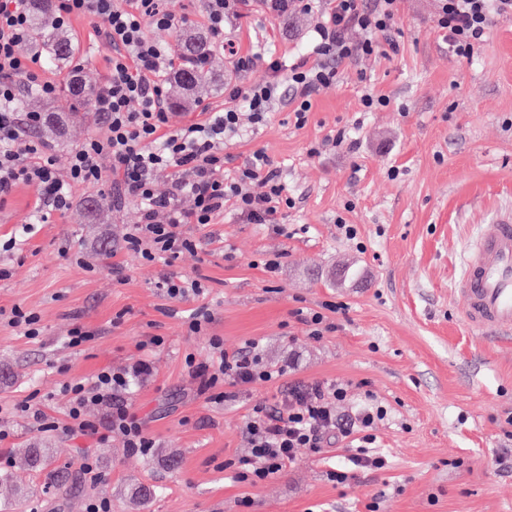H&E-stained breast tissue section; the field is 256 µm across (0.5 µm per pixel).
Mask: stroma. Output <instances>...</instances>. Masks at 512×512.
I'll list each match as a JSON object with an SVG mask.
<instances>
[{"label": "stroma", "mask_w": 512, "mask_h": 512, "mask_svg": "<svg viewBox=\"0 0 512 512\" xmlns=\"http://www.w3.org/2000/svg\"><path fill=\"white\" fill-rule=\"evenodd\" d=\"M174 7L188 16L186 28L148 31L172 53L183 31H208L206 0H175ZM437 10V0H400L398 52L344 62L338 83L314 96L304 127H295L283 104L258 130L225 145L228 176L253 151L273 160L295 200L276 223L249 224L228 210L218 223L184 225L203 248L168 266L126 249L137 207L112 201L111 186H72V205L62 213L40 206L36 186L13 189L0 205V268L11 272L0 280V310L36 313L41 332L31 339L0 319V472L13 485L0 494V512H86L95 500L110 502L112 512H512V474L496 464L512 451L504 436L512 347L464 327L453 293L473 235L512 207V19L496 21L467 61L449 53ZM315 25V14L277 17L257 2L226 35L240 53L266 45L292 63L311 51ZM65 33L82 74L102 85L111 46L87 19L72 20ZM208 68L212 84L192 109L170 110V127L223 108L225 84L267 76L261 66L239 73L219 45ZM43 76L55 94L20 87L18 109L65 118L64 131L44 125L35 132L63 176L71 150L103 127L95 110H74L66 95L71 70L48 66ZM368 89L388 106L365 111ZM340 129L349 141L327 145ZM97 193L102 207H89ZM346 224L354 238L345 237ZM274 257L280 266L267 272L264 263ZM169 271L201 278L205 294L170 300L157 286ZM327 303L336 307L329 315L336 329L312 338L291 312ZM203 306L214 321L207 334H189L184 321ZM76 325L91 338L73 348L67 336ZM154 335L162 346H146ZM213 336L229 350L258 341L267 362L290 371L234 401L209 402L187 376L184 357L209 359ZM136 359L153 365L130 389L132 409L155 440L148 455L116 437L95 444L45 431L12 411L35 394L48 417L64 419V384ZM336 379L349 384L341 417L384 408L374 451L387 467L332 482L329 472L348 464L347 450L335 443L257 485L237 482L227 463L249 451L244 422L253 405L275 402L296 380ZM30 446L76 475L92 454L104 477L57 495L48 472L20 465ZM245 498L250 507H242Z\"/></svg>", "instance_id": "35a3bbf8"}]
</instances>
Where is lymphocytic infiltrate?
<instances>
[{
  "instance_id": "obj_1",
  "label": "lymphocytic infiltrate",
  "mask_w": 512,
  "mask_h": 512,
  "mask_svg": "<svg viewBox=\"0 0 512 512\" xmlns=\"http://www.w3.org/2000/svg\"><path fill=\"white\" fill-rule=\"evenodd\" d=\"M248 0H207L209 30L221 40L238 71L252 70L264 62L267 76L255 82L224 87L223 109L209 113L200 123L169 128L163 79L173 67L163 48L147 28L168 30L185 25V15L164 7L163 0H56L53 23L61 27L87 17L99 22L112 45L110 76L95 97L96 112L105 127L71 151L69 179L61 181L47 144L33 137L43 117L38 112H17L13 103L19 84L42 95L56 87L43 76L39 57L27 49L30 24L27 0H0V201L20 184L36 186L45 207L66 211L71 206V185L95 188L112 182L124 198L137 205V218L125 234L128 250L150 262L173 263L182 255L197 253L198 239L183 236V224H211L233 208L251 224H273L282 208L293 207L270 157L253 151L234 176L224 174V145L243 137L247 127L266 123L282 95H289L297 127H304L312 98L339 78L338 64L381 52L398 50L391 39L398 0H264L273 14L317 11L316 42L309 55L292 64L267 56L240 54L225 38L227 20L241 17ZM512 17V0H439L437 28L443 32L452 55L471 58L492 24ZM364 32L361 42H349L348 29ZM169 173L171 186L159 194L156 178ZM213 357L206 362L186 355L185 370L199 394L213 403L236 399L240 390L278 381L284 367L264 362L257 341L226 350L220 337H212ZM153 367L140 359L121 370H104L91 384L69 386L70 406L64 419L48 417L39 403L18 404L41 429L77 434L97 442L122 437L137 454L154 446L145 422L121 398L131 383L151 374ZM348 383L298 381L282 392L276 405L253 406L246 424L251 445L248 456L238 459V482L257 484L271 479L295 463L302 451L320 452L327 443L345 444L355 469H381L384 457L371 453L373 429L383 419V409L369 410L354 419H342L337 404L347 396ZM108 404L103 422L90 421V406Z\"/></svg>"
}]
</instances>
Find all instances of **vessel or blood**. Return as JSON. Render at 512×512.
Returning <instances> with one entry per match:
<instances>
[{
    "label": "vessel or blood",
    "instance_id": "1",
    "mask_svg": "<svg viewBox=\"0 0 512 512\" xmlns=\"http://www.w3.org/2000/svg\"><path fill=\"white\" fill-rule=\"evenodd\" d=\"M454 292L468 329L490 337L512 335V211L484 225L465 256Z\"/></svg>",
    "mask_w": 512,
    "mask_h": 512
}]
</instances>
